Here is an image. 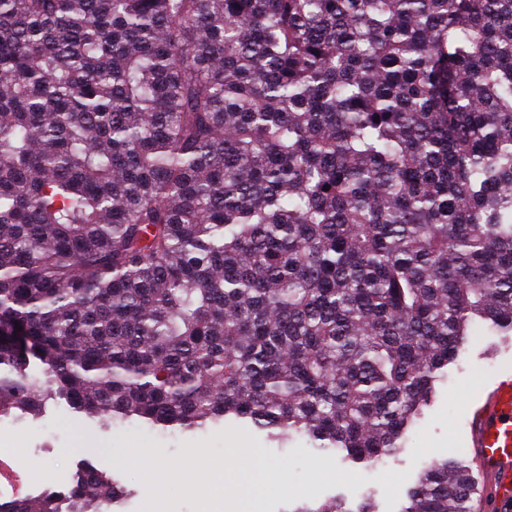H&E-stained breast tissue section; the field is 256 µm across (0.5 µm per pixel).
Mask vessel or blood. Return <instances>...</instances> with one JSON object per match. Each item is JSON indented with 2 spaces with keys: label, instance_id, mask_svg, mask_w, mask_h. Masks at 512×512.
Segmentation results:
<instances>
[{
  "label": "vessel or blood",
  "instance_id": "b4317fda",
  "mask_svg": "<svg viewBox=\"0 0 512 512\" xmlns=\"http://www.w3.org/2000/svg\"><path fill=\"white\" fill-rule=\"evenodd\" d=\"M468 444L492 512H512V371L500 374L471 408Z\"/></svg>",
  "mask_w": 512,
  "mask_h": 512
}]
</instances>
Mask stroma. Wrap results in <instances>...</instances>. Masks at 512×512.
Returning a JSON list of instances; mask_svg holds the SVG:
<instances>
[{"mask_svg": "<svg viewBox=\"0 0 512 512\" xmlns=\"http://www.w3.org/2000/svg\"><path fill=\"white\" fill-rule=\"evenodd\" d=\"M511 368V338L489 335L469 345L449 366L435 400L409 430L404 448L372 468L342 462L335 452L317 451L302 439L280 448L239 425L194 432L136 423L102 429L53 404L37 421L0 419V446L8 448V465L34 499L66 490L86 463L113 476L129 494L117 504L103 505L102 512H145L152 499L161 512H240L246 479L259 464L288 474L285 487L265 494L260 512H291L303 503L314 508L332 498L356 512L366 494L378 512H401L409 488L428 463L470 457L467 412ZM145 447L158 449V457L146 458L140 466L126 464V457ZM218 482L224 485L220 495L214 492Z\"/></svg>", "mask_w": 512, "mask_h": 512, "instance_id": "obj_1", "label": "stroma"}]
</instances>
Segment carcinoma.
<instances>
[{
  "label": "carcinoma",
  "instance_id": "1",
  "mask_svg": "<svg viewBox=\"0 0 512 512\" xmlns=\"http://www.w3.org/2000/svg\"><path fill=\"white\" fill-rule=\"evenodd\" d=\"M489 333L512 0H0V416L247 424L372 467ZM123 495L86 465L0 512ZM476 495L435 460L401 512Z\"/></svg>",
  "mask_w": 512,
  "mask_h": 512
}]
</instances>
